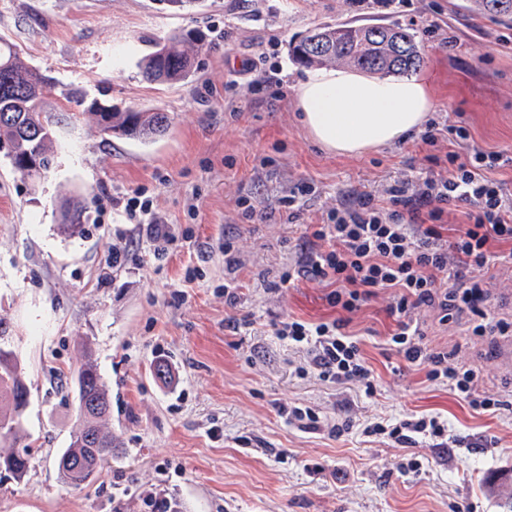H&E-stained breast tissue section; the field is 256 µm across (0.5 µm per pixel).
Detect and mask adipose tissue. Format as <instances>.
Segmentation results:
<instances>
[{
	"instance_id": "obj_1",
	"label": "adipose tissue",
	"mask_w": 512,
	"mask_h": 512,
	"mask_svg": "<svg viewBox=\"0 0 512 512\" xmlns=\"http://www.w3.org/2000/svg\"><path fill=\"white\" fill-rule=\"evenodd\" d=\"M296 110L315 144L339 156H359L421 131L433 110V90L421 73L323 69L300 83Z\"/></svg>"
}]
</instances>
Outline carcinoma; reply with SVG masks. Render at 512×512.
<instances>
[{"instance_id": "1", "label": "carcinoma", "mask_w": 512, "mask_h": 512, "mask_svg": "<svg viewBox=\"0 0 512 512\" xmlns=\"http://www.w3.org/2000/svg\"><path fill=\"white\" fill-rule=\"evenodd\" d=\"M498 0H471L472 11L491 20L512 23V10L496 8ZM387 31L388 38L374 36ZM202 38L192 32L169 35L140 62L143 80L174 83L186 79ZM292 61L307 67L352 65L376 74H407L423 63L415 32L399 24L356 25L352 22L323 24L308 30L288 45ZM51 81L32 67L17 45L0 40V139L11 146V160L21 174L37 179L51 162V133L44 116L45 95ZM101 132L112 130L120 137L149 140L169 125L164 112L121 111L110 105L87 106ZM76 374L79 424L69 447L58 459L63 481L79 487L90 483L120 448L108 428L109 387L98 373L90 348H84ZM29 387L20 364L9 350L0 348V472L21 482L30 469L29 454L16 449L23 438L22 418L28 406Z\"/></svg>"}]
</instances>
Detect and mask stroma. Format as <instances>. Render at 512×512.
<instances>
[{"label":"stroma","instance_id":"35a3bbf8","mask_svg":"<svg viewBox=\"0 0 512 512\" xmlns=\"http://www.w3.org/2000/svg\"><path fill=\"white\" fill-rule=\"evenodd\" d=\"M464 0H413L387 14L345 0H199L190 10L158 0H0V37L55 83L47 94L51 166L30 180L0 142V347L16 355L31 389L22 482L0 474V512H150L176 499L181 512H504L512 499V413H481L427 381L388 342L383 298L350 325L377 384L357 386L300 374L308 355L274 334L291 318H336L328 287L301 280L269 285L296 257L307 225L357 192L383 197L395 181L425 175L434 150L419 136L360 157L314 144L295 109L307 70L288 43L322 24L414 27L422 72L433 85L431 119L466 127L468 145L512 150V27L467 11ZM440 6L445 26L426 32L417 16ZM195 31L203 46L176 84L143 81L138 62L172 33ZM280 70L282 86L253 90L245 65ZM122 110L159 109L163 135L143 143L108 137L68 104L61 89ZM312 187L296 223L279 200ZM151 208L133 224L125 204ZM87 202L76 231L64 229L68 200ZM248 199L265 220L245 217ZM167 225L174 239L155 240ZM240 267L239 302H224V240ZM241 321L240 330L229 320ZM421 319L432 344L459 346L480 392L512 399L500 341L465 322ZM90 345L110 390L109 427L123 449L80 488L61 479L57 458L78 423L74 377ZM309 407L319 429L281 417ZM408 415L448 422L450 442L405 448L366 436L365 425ZM352 420L342 435L333 424ZM415 458L418 473L401 475Z\"/></svg>","mask_w":512,"mask_h":512}]
</instances>
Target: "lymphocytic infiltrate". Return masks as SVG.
Returning <instances> with one entry per match:
<instances>
[{"instance_id":"lymphocytic-infiltrate-1","label":"lymphocytic infiltrate","mask_w":512,"mask_h":512,"mask_svg":"<svg viewBox=\"0 0 512 512\" xmlns=\"http://www.w3.org/2000/svg\"><path fill=\"white\" fill-rule=\"evenodd\" d=\"M506 159L503 150L475 147L463 158L448 151L434 156L433 171L388 188L386 200L360 192L326 211L312 227L309 246L279 277L283 286L299 280L329 285L327 301L338 312L331 320L292 318L277 327L280 339L306 349L301 374L373 395L372 371L347 328L365 303L382 294L393 321L389 343L398 355L473 409H504V401L478 393L475 371L455 352L431 344L420 313L434 311L443 325L467 321L469 334L480 338L512 333V322L488 309L483 278L490 264L512 263V196L493 176ZM459 205L462 219L451 221ZM365 432L411 447L447 437L448 424L426 415L376 422Z\"/></svg>"}]
</instances>
